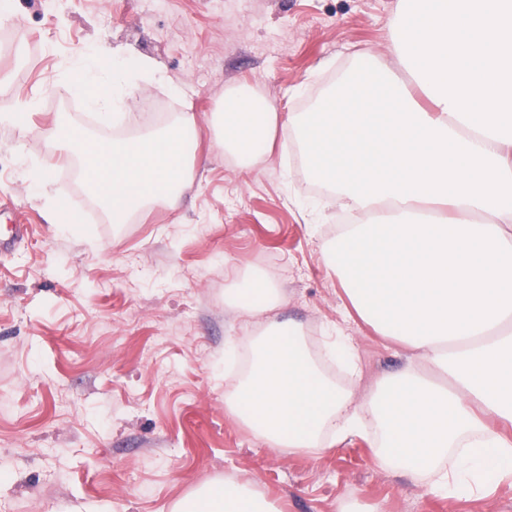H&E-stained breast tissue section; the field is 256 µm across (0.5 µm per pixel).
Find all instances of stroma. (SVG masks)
<instances>
[{"instance_id": "stroma-1", "label": "stroma", "mask_w": 512, "mask_h": 512, "mask_svg": "<svg viewBox=\"0 0 512 512\" xmlns=\"http://www.w3.org/2000/svg\"><path fill=\"white\" fill-rule=\"evenodd\" d=\"M398 0H14L0 50V232L29 237L0 254V512H170L211 479L254 487L275 512H512V476L485 497L430 493L393 474L372 433L315 453L269 448L224 407V352L249 331L225 309L224 286L273 261L284 301L274 314L307 331L323 361L329 336L354 339L363 376L412 361L353 308L323 258L342 211L310 190L296 140L277 139L253 170L215 141L225 92L244 88L280 115L305 112L356 54L395 71ZM121 50L152 60L153 81L130 77L125 122L84 123L68 70L79 54ZM192 113L198 149L176 207L115 224L91 197L56 123L98 140H130ZM79 226L51 224L63 202Z\"/></svg>"}]
</instances>
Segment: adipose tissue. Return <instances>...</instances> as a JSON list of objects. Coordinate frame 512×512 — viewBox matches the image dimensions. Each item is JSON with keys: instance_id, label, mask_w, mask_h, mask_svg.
<instances>
[{"instance_id": "obj_1", "label": "adipose tissue", "mask_w": 512, "mask_h": 512, "mask_svg": "<svg viewBox=\"0 0 512 512\" xmlns=\"http://www.w3.org/2000/svg\"><path fill=\"white\" fill-rule=\"evenodd\" d=\"M393 51L410 81L357 63L312 110L280 121L242 90L224 95L216 138L240 167L293 135L309 174L363 220L325 250L357 313L419 358L354 399L323 376L296 325L269 319L281 293L251 272L225 286L252 320V361L228 362L224 406L266 445L331 448L376 428L397 474L471 496L512 473V0H398ZM119 57L86 53L72 86L94 110H129ZM191 114L108 144L56 128L69 154L103 171L95 196L128 213L174 206L193 150ZM171 512H272L235 481L207 482Z\"/></svg>"}]
</instances>
